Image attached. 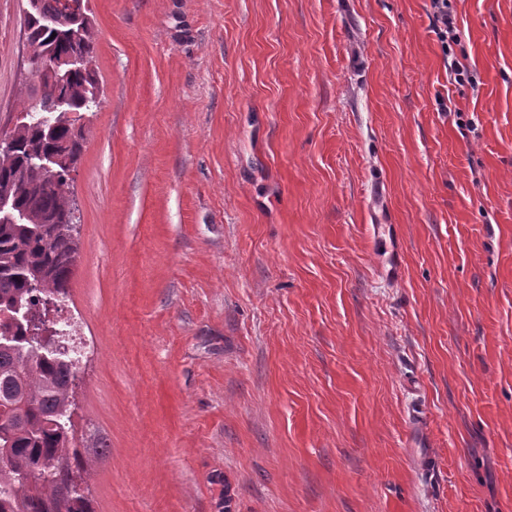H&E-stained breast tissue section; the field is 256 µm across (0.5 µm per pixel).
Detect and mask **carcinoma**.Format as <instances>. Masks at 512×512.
<instances>
[{
  "instance_id": "carcinoma-1",
  "label": "carcinoma",
  "mask_w": 512,
  "mask_h": 512,
  "mask_svg": "<svg viewBox=\"0 0 512 512\" xmlns=\"http://www.w3.org/2000/svg\"><path fill=\"white\" fill-rule=\"evenodd\" d=\"M36 2L23 21L29 54L93 62L91 25L49 22L65 15L67 0ZM98 90L95 70L77 68L62 88L45 91L42 104L60 95L76 110ZM21 111L49 117L54 128L45 136L30 124L17 125L8 150L0 152V196L15 199L19 214L14 224L0 223V512H92L75 470L90 473L106 452L83 459L71 447L72 425L59 420L60 410L72 404L77 369L63 356L33 350L30 342L49 305L67 295L76 263L67 169L79 159L83 134L73 122L55 124L58 113L35 108L32 96ZM41 151L67 162L53 181L28 160ZM16 304L29 314L22 326L10 318Z\"/></svg>"
}]
</instances>
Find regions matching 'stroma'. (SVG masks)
I'll return each instance as SVG.
<instances>
[{
    "mask_svg": "<svg viewBox=\"0 0 512 512\" xmlns=\"http://www.w3.org/2000/svg\"><path fill=\"white\" fill-rule=\"evenodd\" d=\"M89 7L50 316L88 349L93 512H512V0H450L448 56L430 0Z\"/></svg>",
    "mask_w": 512,
    "mask_h": 512,
    "instance_id": "35a3bbf8",
    "label": "stroma"
}]
</instances>
